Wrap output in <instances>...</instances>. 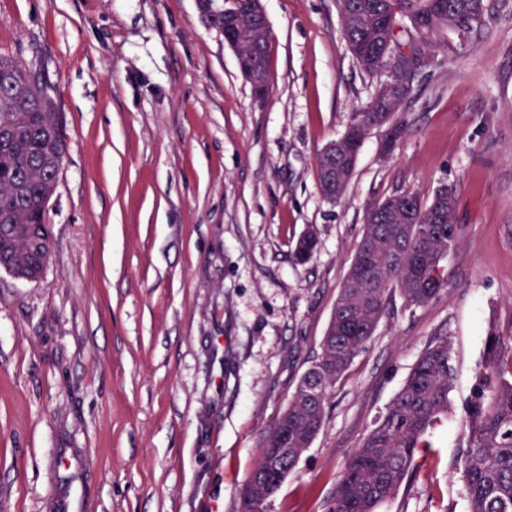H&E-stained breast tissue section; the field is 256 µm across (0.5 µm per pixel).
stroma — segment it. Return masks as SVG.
Instances as JSON below:
<instances>
[{"mask_svg":"<svg viewBox=\"0 0 512 512\" xmlns=\"http://www.w3.org/2000/svg\"><path fill=\"white\" fill-rule=\"evenodd\" d=\"M256 103L196 0H0V53L40 68L66 120L37 282L0 270V512H236L237 492L318 351L366 208L448 185L457 238L426 306L394 300L337 384L268 512H327L352 451L437 335L452 421L380 512H468L460 413L488 332L512 336V0L430 39L407 132L365 138L344 197L317 158L379 78L336 0H262ZM319 248L295 262L296 241Z\"/></svg>","mask_w":512,"mask_h":512,"instance_id":"obj_1","label":"stroma"}]
</instances>
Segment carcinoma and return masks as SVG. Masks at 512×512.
<instances>
[{
    "instance_id": "obj_1",
    "label": "carcinoma",
    "mask_w": 512,
    "mask_h": 512,
    "mask_svg": "<svg viewBox=\"0 0 512 512\" xmlns=\"http://www.w3.org/2000/svg\"><path fill=\"white\" fill-rule=\"evenodd\" d=\"M248 22L251 58L267 80L270 31L238 0ZM344 37L369 75L399 68L403 81L390 100L382 92L354 113L350 124L365 137L375 127L399 141L400 112L413 92L418 54L441 27H469L492 15L487 0H337ZM410 55H394L402 46ZM67 152L62 113L45 74L0 54V269L28 282L43 276L50 252L48 205ZM453 191L439 187L422 202L395 193L370 205L356 254L338 291L319 353L300 376L288 408L260 443L257 465L243 483L238 512H267L303 453L323 429L332 392L371 341L392 296L407 308L438 297L448 284L447 259L457 235ZM318 245L310 232L295 245L308 262ZM483 370L464 410L467 443L459 475L468 512H512V356L500 336L488 334ZM451 345L435 336L403 387L353 451L336 481L328 512H378L418 468L436 424L450 418Z\"/></svg>"
}]
</instances>
